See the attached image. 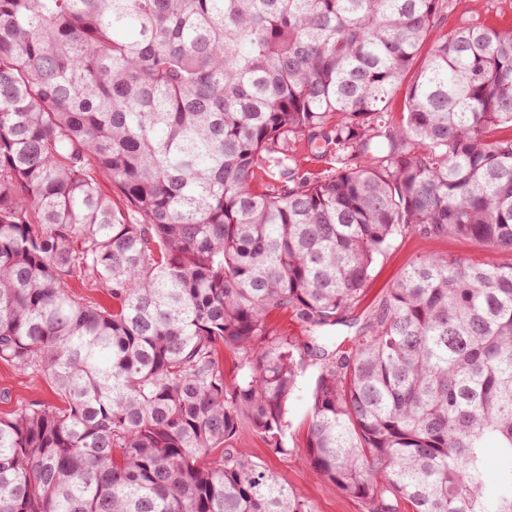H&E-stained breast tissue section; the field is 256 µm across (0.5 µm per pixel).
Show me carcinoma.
I'll return each instance as SVG.
<instances>
[{"mask_svg":"<svg viewBox=\"0 0 512 512\" xmlns=\"http://www.w3.org/2000/svg\"><path fill=\"white\" fill-rule=\"evenodd\" d=\"M449 6L0 0V361L56 392L0 418V512H311L216 452L288 451L309 358L316 476L364 512H512V265L419 257L323 343L398 235L512 252V34ZM288 154L293 156L301 167L321 173L329 170L330 165L324 158L314 156L303 139L288 141ZM269 321L270 326L278 333L287 334L299 339H304L307 334L304 327L286 311H275Z\"/></svg>","mask_w":512,"mask_h":512,"instance_id":"cac0c4a2","label":"carcinoma"}]
</instances>
